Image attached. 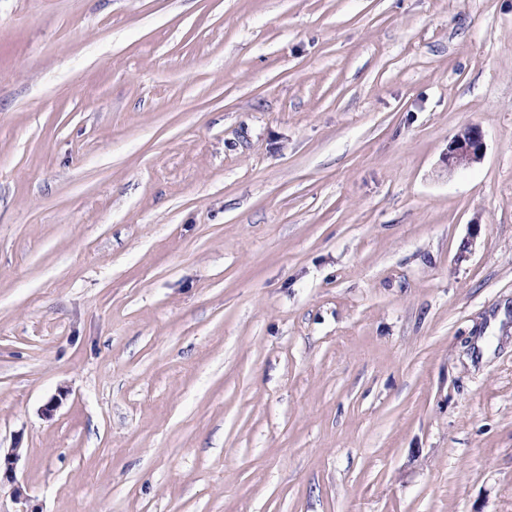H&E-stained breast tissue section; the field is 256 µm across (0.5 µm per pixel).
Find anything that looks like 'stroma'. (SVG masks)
Listing matches in <instances>:
<instances>
[{
    "label": "stroma",
    "instance_id": "1",
    "mask_svg": "<svg viewBox=\"0 0 512 512\" xmlns=\"http://www.w3.org/2000/svg\"><path fill=\"white\" fill-rule=\"evenodd\" d=\"M15 446L0 512H512V0H0ZM484 138L481 129L472 125L455 136L448 145L446 164L448 168H467L478 163L484 154Z\"/></svg>",
    "mask_w": 512,
    "mask_h": 512
}]
</instances>
